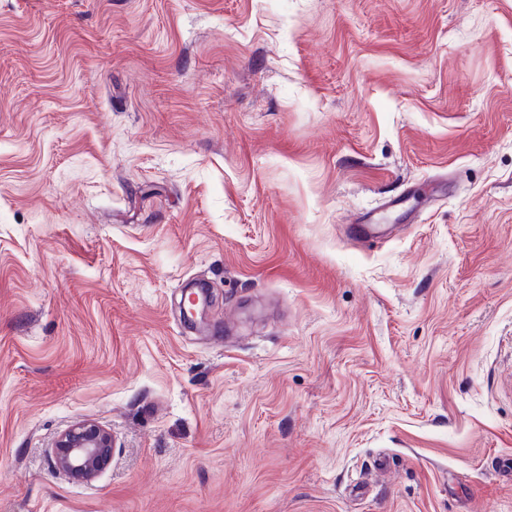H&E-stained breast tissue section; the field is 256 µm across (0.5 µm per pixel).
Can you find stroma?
<instances>
[{
	"mask_svg": "<svg viewBox=\"0 0 512 512\" xmlns=\"http://www.w3.org/2000/svg\"><path fill=\"white\" fill-rule=\"evenodd\" d=\"M0 512H512V0H0ZM112 455V436L93 422L77 423L56 442L54 466L72 478L88 480L97 475Z\"/></svg>",
	"mask_w": 512,
	"mask_h": 512,
	"instance_id": "stroma-1",
	"label": "stroma"
}]
</instances>
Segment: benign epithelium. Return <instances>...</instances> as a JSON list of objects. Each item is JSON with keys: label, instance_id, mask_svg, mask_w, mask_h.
Wrapping results in <instances>:
<instances>
[{"label": "benign epithelium", "instance_id": "obj_1", "mask_svg": "<svg viewBox=\"0 0 512 512\" xmlns=\"http://www.w3.org/2000/svg\"><path fill=\"white\" fill-rule=\"evenodd\" d=\"M112 455V436L93 422L77 423L65 430L56 442L54 466L75 479L97 475Z\"/></svg>", "mask_w": 512, "mask_h": 512}]
</instances>
